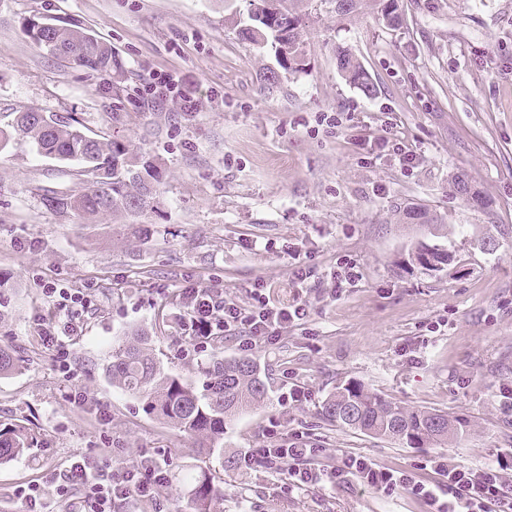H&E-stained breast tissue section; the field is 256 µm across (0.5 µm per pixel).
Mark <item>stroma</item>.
<instances>
[{"label":"stroma","instance_id":"35a3bbf8","mask_svg":"<svg viewBox=\"0 0 512 512\" xmlns=\"http://www.w3.org/2000/svg\"><path fill=\"white\" fill-rule=\"evenodd\" d=\"M239 0H0V119L26 109L76 115L93 132L153 158L163 171L159 207L131 225L91 223L47 210L28 183L59 187L52 161L28 148L0 151V345L16 371L0 375V424L29 427L31 455L0 462V512H27L20 490L38 486L42 512H75L83 490L58 491L73 460L117 474L141 462L165 467L156 499L115 512H186L179 475L210 466L224 491L220 512H431L405 490L354 483L289 489L287 468L249 471L244 455L269 444L267 430L302 435L329 470L356 454L437 481L431 457L483 468L512 453V238L497 251L482 238L512 226V0H398L399 25L370 9L342 15L336 0H296L305 24L296 69L275 86L272 52L244 40L232 18ZM80 27L111 44L125 75L114 81L40 50L31 22ZM348 49L377 87L367 97L337 67ZM184 76L200 105L143 99L148 72ZM337 127H328L327 116ZM394 137L416 155L402 170L384 146ZM464 177L487 203L459 196ZM441 216L452 260L428 271L412 260L434 244L403 207ZM359 273L342 293L338 260ZM313 273L310 315L273 341L224 335V358H249L269 375L266 402L224 434L231 467L205 462L193 440L146 415L112 388L103 368L112 340L131 326L155 335L171 371L193 373L210 349L185 330L178 301L192 286L223 290L247 305L257 281L273 300L292 299L297 262ZM91 288L83 330L70 350L75 376L58 372L35 331L51 314L42 290ZM354 382L400 405L447 413L462 437L411 448L326 423L320 410ZM308 401L293 405L289 387Z\"/></svg>","mask_w":512,"mask_h":512}]
</instances>
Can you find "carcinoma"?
Returning <instances> with one entry per match:
<instances>
[{
  "instance_id": "1",
  "label": "carcinoma",
  "mask_w": 512,
  "mask_h": 512,
  "mask_svg": "<svg viewBox=\"0 0 512 512\" xmlns=\"http://www.w3.org/2000/svg\"><path fill=\"white\" fill-rule=\"evenodd\" d=\"M251 24L242 30L249 42L269 46L281 57L285 70L292 68L301 55L303 27L301 17L285 5L286 0H242ZM371 7L390 25L398 21L397 0H353L349 7H337L345 14ZM28 34L49 55L62 58L101 76L117 79L122 62L112 47L82 28L52 24ZM338 68L345 80L367 97L376 92L374 84L347 49L337 54ZM11 130L0 128V151L18 141L38 155L61 165L67 186L44 189L28 186L27 192L41 198L48 209L61 215L83 218L110 216L125 221L158 203L162 183L158 165L126 145L98 134H89L83 121L73 115L15 113ZM407 218L418 224H430L443 235L442 217L428 210L410 209ZM437 263L451 260L441 245L431 252L421 248L415 261L423 256ZM153 337L132 328L113 340L112 360L104 368L113 387L135 398L142 410L163 420L193 439L198 453L210 457L224 451V430L247 409L262 403L267 396L265 377L260 366L250 359H230L215 354L200 363V380L164 370L152 347ZM322 418L331 425L348 428L378 438L398 440L411 448L445 444L462 436L463 425L445 413L407 408L389 402L357 383L336 388L323 401ZM34 436L30 428L10 424L0 428V461L31 453ZM188 512H217L224 494L213 482L208 469L184 477Z\"/></svg>"
}]
</instances>
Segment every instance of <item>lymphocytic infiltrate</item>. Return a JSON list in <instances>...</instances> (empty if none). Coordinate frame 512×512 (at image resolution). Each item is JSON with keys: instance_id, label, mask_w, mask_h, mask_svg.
I'll return each mask as SVG.
<instances>
[{"instance_id": "obj_1", "label": "lymphocytic infiltrate", "mask_w": 512, "mask_h": 512, "mask_svg": "<svg viewBox=\"0 0 512 512\" xmlns=\"http://www.w3.org/2000/svg\"><path fill=\"white\" fill-rule=\"evenodd\" d=\"M45 294L56 315L48 321L37 318L36 331L42 346L66 373L70 370L68 343L83 327L82 314L89 304V295L83 288L57 287L46 289ZM251 294L253 303L245 309L225 300L222 292L211 288L183 291L182 296L191 307L190 330L196 347H207L214 336L234 328L244 329L252 337L271 339L282 329L304 321L310 314L308 305L302 300L272 301L270 290L264 284H257ZM270 433L279 436V443L250 450L244 456L246 467L273 470L289 462L293 465L294 487L322 481L321 472L303 465L311 453L306 443L295 435L280 436L275 427ZM430 463L440 475V483H424L356 455L348 456L333 476L337 482L353 481L383 493L399 488L410 491L432 505L434 512H512V458L500 459L495 465L482 469L438 455L432 457ZM166 477V472L158 468L144 470L135 465L121 476L107 478L89 461L82 459L73 461L62 473L61 480L64 487L83 488L79 512H112L116 502L132 497L153 498Z\"/></svg>"}]
</instances>
